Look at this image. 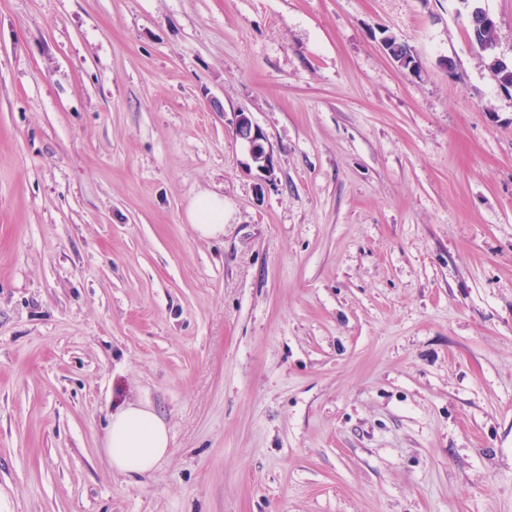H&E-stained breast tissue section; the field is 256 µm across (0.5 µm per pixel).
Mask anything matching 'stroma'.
<instances>
[{"mask_svg":"<svg viewBox=\"0 0 512 512\" xmlns=\"http://www.w3.org/2000/svg\"><path fill=\"white\" fill-rule=\"evenodd\" d=\"M0 512H512V90L461 0H0ZM477 16L481 20V22L486 25L489 29L484 28L478 18L470 26V41L472 45H474L482 58L486 60L488 68L493 71L496 66H494L495 56L493 52L489 49V47L495 42V31L496 29V21L495 19L486 11H477ZM233 128L236 137L249 145L258 172L264 177L271 176L274 168L273 151L270 148L266 150L262 145L261 141L266 138L253 122L250 113L243 110L234 112ZM188 222L202 237H217L224 233V197L205 193L190 204ZM165 423L142 403L130 402L112 412L105 451L112 468L122 474L150 475L169 453Z\"/></svg>","mask_w":512,"mask_h":512,"instance_id":"1","label":"stroma"}]
</instances>
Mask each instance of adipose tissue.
I'll return each instance as SVG.
<instances>
[{
    "label": "adipose tissue",
    "mask_w": 512,
    "mask_h": 512,
    "mask_svg": "<svg viewBox=\"0 0 512 512\" xmlns=\"http://www.w3.org/2000/svg\"><path fill=\"white\" fill-rule=\"evenodd\" d=\"M188 221L203 237L224 232V199L205 193L187 211ZM170 437L159 416L138 402L112 412L105 436V451L114 470L122 474L149 475L169 452Z\"/></svg>",
    "instance_id": "ef3b65f1"
}]
</instances>
